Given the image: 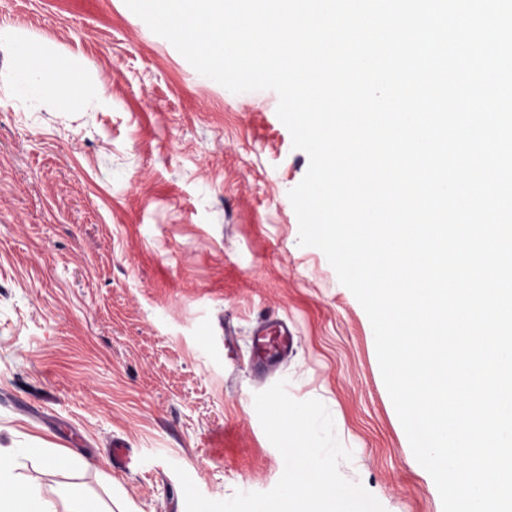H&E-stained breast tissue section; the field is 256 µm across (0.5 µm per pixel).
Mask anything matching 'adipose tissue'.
I'll use <instances>...</instances> for the list:
<instances>
[{"instance_id": "obj_1", "label": "adipose tissue", "mask_w": 512, "mask_h": 512, "mask_svg": "<svg viewBox=\"0 0 512 512\" xmlns=\"http://www.w3.org/2000/svg\"><path fill=\"white\" fill-rule=\"evenodd\" d=\"M23 65L16 74V86L24 93H51L61 97L79 95L81 88L72 82L66 68L48 65L43 50L34 44L14 46ZM14 460L0 456V512H54L36 485L19 477Z\"/></svg>"}]
</instances>
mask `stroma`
Segmentation results:
<instances>
[{
	"mask_svg": "<svg viewBox=\"0 0 512 512\" xmlns=\"http://www.w3.org/2000/svg\"><path fill=\"white\" fill-rule=\"evenodd\" d=\"M17 40L82 96L18 92ZM277 104L200 75L124 0H0V449L57 512L66 486L103 512H185L178 466L211 500L271 490L284 460L250 370L266 317L296 332L275 379L327 407L342 476L386 512H443L367 314L299 244L288 193L309 159Z\"/></svg>",
	"mask_w": 512,
	"mask_h": 512,
	"instance_id": "35a3bbf8",
	"label": "stroma"
}]
</instances>
